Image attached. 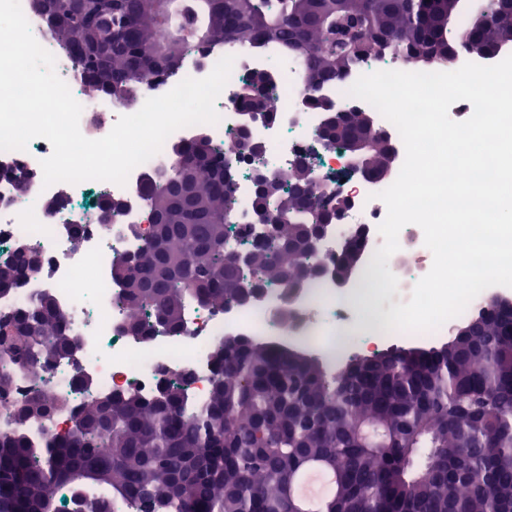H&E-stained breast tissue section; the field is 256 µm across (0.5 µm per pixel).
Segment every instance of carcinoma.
<instances>
[{
    "mask_svg": "<svg viewBox=\"0 0 512 512\" xmlns=\"http://www.w3.org/2000/svg\"><path fill=\"white\" fill-rule=\"evenodd\" d=\"M155 0H105L104 64L89 91L115 100L179 67L193 51L234 43L260 45L268 69L243 79L240 99L275 110L269 70L294 62L315 88L342 81L367 59L405 60L464 50L478 14L490 10L493 27L481 37L483 57L512 46V5L501 0H170L154 16ZM52 29L61 50L77 55L73 19ZM198 143L176 150L198 157V193L181 199L178 165L147 187L153 235L132 260L120 264L128 331L141 337L145 318L176 332L185 307L236 303L246 285L224 254L227 224L247 222L224 180L232 150L219 154ZM307 173L295 167L281 189L254 197L275 214L299 212L313 224L322 202L293 186ZM295 224H278L255 239L254 282L302 279L309 260L288 248ZM33 271L19 249L0 265V293ZM0 327V397L10 393L14 368L45 369L69 341L66 315L44 299L24 300ZM213 378L207 399L192 398L170 381L150 397L135 390L106 393L74 412L85 429L35 438L30 424L65 402L33 385L0 432V512H42L60 486L75 490L70 512H297L289 479L311 467L332 477L333 488L315 512H512V325L495 315L432 350L393 348L373 361L344 357L343 369L285 342L242 336L211 349ZM109 450L98 451L102 433Z\"/></svg>",
    "mask_w": 512,
    "mask_h": 512,
    "instance_id": "obj_1",
    "label": "carcinoma"
}]
</instances>
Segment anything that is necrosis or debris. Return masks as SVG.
<instances>
[{
  "label": "necrosis or debris",
  "mask_w": 512,
  "mask_h": 512,
  "mask_svg": "<svg viewBox=\"0 0 512 512\" xmlns=\"http://www.w3.org/2000/svg\"><path fill=\"white\" fill-rule=\"evenodd\" d=\"M23 13L37 42L54 56L57 74L83 106L79 129L84 137L102 138L120 116L138 111V103L127 105L103 93L88 97L80 67L59 48L41 15L28 7ZM226 56L233 57L234 64L215 102L219 122L173 132L151 161L130 172L125 185L97 180L45 185L41 162L51 155L52 146L43 138L31 140L23 151H0V164L6 167L0 173V263L11 261L22 246L37 248L42 256L39 273L28 275L11 293L0 296V315L12 312L19 300L36 295L51 296L67 314V329L79 339L80 348L74 359L58 361L42 372L41 385L50 392L67 395L72 406L94 400L103 390L116 393L135 389L150 396L165 381L175 378L184 381L192 397L204 399L212 381L208 350L227 336L276 334L326 350L356 344L361 338L371 341L387 333L385 322L361 323L357 306L337 296L327 280L302 288L285 326L276 320L278 290L269 287L261 303L248 307L214 309L189 304L183 313V328L175 333L160 329L150 338L140 339L128 331L118 303L122 286L115 270L138 250L140 236L148 228L144 201L147 176L168 170L174 161L172 146L195 141L199 134H206L212 147L223 148L244 121L237 105L242 80L266 68L267 54L261 48L243 49L231 43L215 46L187 56L167 79H150L140 86L141 100L161 96L185 78L206 77ZM274 89L278 98L276 118L256 127L254 137L264 143L281 173L288 171L299 154L317 148V161L329 177L326 194L338 193L352 202L350 223L344 226V233H351L353 226L368 225L367 251L375 253L384 242L379 226L387 208L377 197L383 184L362 179L336 181V172L344 166L343 157L337 149L318 147L317 132L323 115L302 108L305 87L296 67L276 77ZM19 177L29 181L27 195H18L15 190L14 181ZM101 198L122 201L118 223H99L97 201ZM398 241L400 248L390 257L388 266L399 287L396 293L380 298L385 313L392 305L409 300L415 284L433 264V254L425 246L419 226L403 227Z\"/></svg>",
  "instance_id": "1"
}]
</instances>
